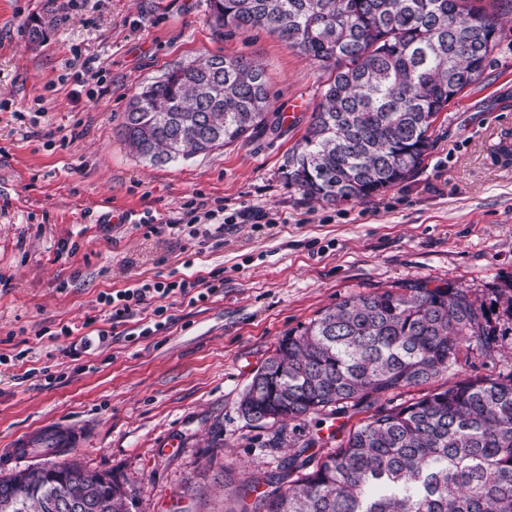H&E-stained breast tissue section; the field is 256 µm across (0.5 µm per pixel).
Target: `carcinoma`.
<instances>
[{
    "mask_svg": "<svg viewBox=\"0 0 512 512\" xmlns=\"http://www.w3.org/2000/svg\"><path fill=\"white\" fill-rule=\"evenodd\" d=\"M219 34L262 29L328 73L283 169L303 197L344 205L408 180L438 114L476 84L512 0H208ZM56 25L44 12L28 36ZM264 69L212 55L177 65L130 101L122 133L152 163L206 154L265 125ZM497 348L488 311L464 288L425 284L347 297L279 340L238 410L289 423L389 391L427 385L461 348ZM270 485L269 491L261 490ZM263 512H512V376L471 375L374 413L318 461L288 458L252 477ZM0 512H138L115 476L74 462L0 477Z\"/></svg>",
    "mask_w": 512,
    "mask_h": 512,
    "instance_id": "carcinoma-1",
    "label": "carcinoma"
}]
</instances>
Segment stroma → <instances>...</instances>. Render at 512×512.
Returning a JSON list of instances; mask_svg holds the SVG:
<instances>
[{"instance_id":"35a3bbf8","label":"stroma","mask_w":512,"mask_h":512,"mask_svg":"<svg viewBox=\"0 0 512 512\" xmlns=\"http://www.w3.org/2000/svg\"><path fill=\"white\" fill-rule=\"evenodd\" d=\"M50 6L61 24L31 42L29 19ZM77 50L97 57L104 94L88 97L71 79ZM206 55L265 69V125L168 164L138 157L120 133L129 100ZM324 79L266 31L216 34L207 0H0V449L49 423L81 433L56 453L0 458V476L73 460L118 477L139 512H239L249 478L279 472L301 449L320 457L377 410L424 395L405 387L308 416L283 429L282 448L265 445L276 424L237 410L284 334L380 289L470 290L504 335L492 356L470 353L445 379L512 375V322L495 303L512 283V156L497 149L512 141V21L480 81L439 113L412 178L341 206L306 199L282 177ZM196 193L269 221L193 235L178 217ZM216 272L224 286L207 300L155 298L118 326L99 302L147 280ZM160 305L172 316L167 329L138 337ZM101 330L110 336L99 344Z\"/></svg>"}]
</instances>
